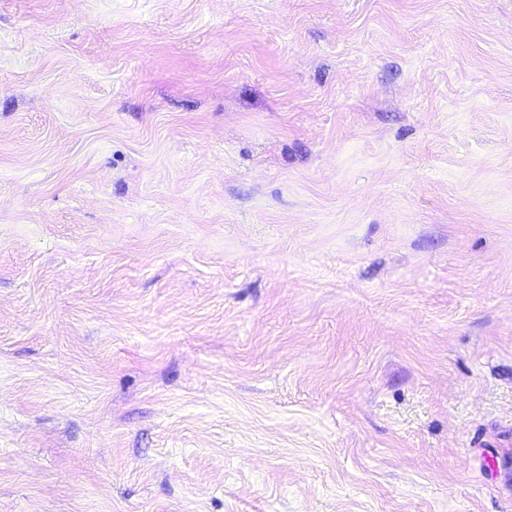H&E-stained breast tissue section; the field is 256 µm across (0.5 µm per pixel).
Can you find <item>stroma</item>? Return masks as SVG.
Listing matches in <instances>:
<instances>
[{"mask_svg":"<svg viewBox=\"0 0 512 512\" xmlns=\"http://www.w3.org/2000/svg\"><path fill=\"white\" fill-rule=\"evenodd\" d=\"M0 512H512V0H0Z\"/></svg>","mask_w":512,"mask_h":512,"instance_id":"obj_1","label":"stroma"}]
</instances>
